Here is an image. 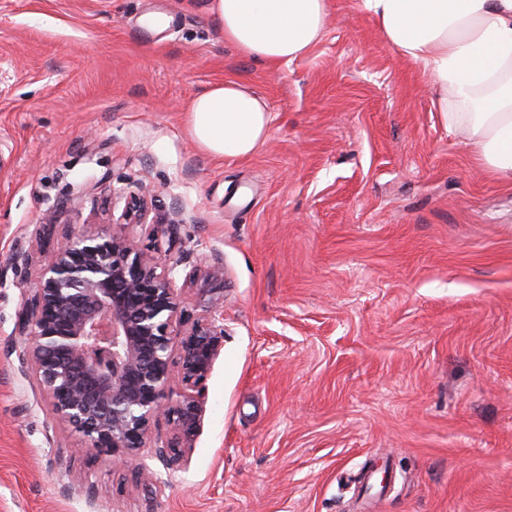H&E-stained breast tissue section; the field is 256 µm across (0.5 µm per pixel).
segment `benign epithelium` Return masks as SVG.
Instances as JSON below:
<instances>
[{"label": "benign epithelium", "mask_w": 512, "mask_h": 512, "mask_svg": "<svg viewBox=\"0 0 512 512\" xmlns=\"http://www.w3.org/2000/svg\"><path fill=\"white\" fill-rule=\"evenodd\" d=\"M161 254L139 250L120 221L68 236L16 322L31 374L59 425L78 434V450L105 452L152 484L166 480L142 458L151 424L164 417L172 426L169 466L199 429L203 385L224 345L218 309L178 330L186 307L175 266L159 269Z\"/></svg>", "instance_id": "benign-epithelium-1"}]
</instances>
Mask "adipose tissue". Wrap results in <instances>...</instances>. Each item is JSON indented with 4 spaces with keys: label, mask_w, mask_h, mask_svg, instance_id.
Returning <instances> with one entry per match:
<instances>
[{
    "label": "adipose tissue",
    "mask_w": 512,
    "mask_h": 512,
    "mask_svg": "<svg viewBox=\"0 0 512 512\" xmlns=\"http://www.w3.org/2000/svg\"><path fill=\"white\" fill-rule=\"evenodd\" d=\"M386 43L427 75L443 125L464 134L492 176L512 180V0H362ZM329 0H210L224 40L280 66L323 37ZM265 99L235 81L185 111L191 139L216 157H250L267 138Z\"/></svg>",
    "instance_id": "ef3b65f1"
}]
</instances>
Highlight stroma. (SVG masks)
Instances as JSON below:
<instances>
[{"label": "stroma", "instance_id": "obj_1", "mask_svg": "<svg viewBox=\"0 0 512 512\" xmlns=\"http://www.w3.org/2000/svg\"><path fill=\"white\" fill-rule=\"evenodd\" d=\"M359 2L273 71L209 0H0V512H512V182ZM227 80L271 113L240 160L184 122ZM138 183L135 245L169 244L193 316L224 312L162 487L76 451L15 330L65 234L111 229Z\"/></svg>", "mask_w": 512, "mask_h": 512}]
</instances>
